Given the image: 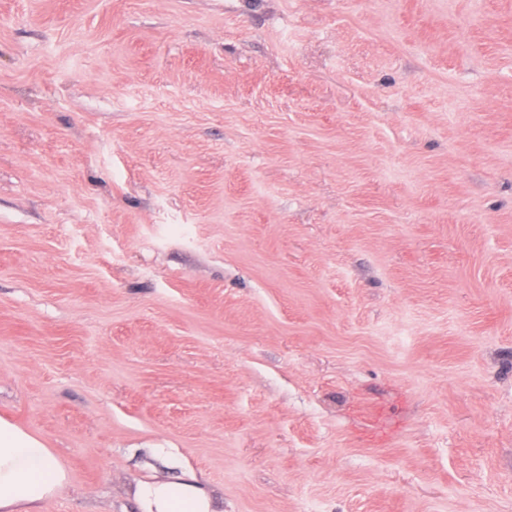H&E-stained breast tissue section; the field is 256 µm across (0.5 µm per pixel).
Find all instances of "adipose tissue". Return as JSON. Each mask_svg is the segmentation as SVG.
Segmentation results:
<instances>
[{
	"instance_id": "adipose-tissue-1",
	"label": "adipose tissue",
	"mask_w": 512,
	"mask_h": 512,
	"mask_svg": "<svg viewBox=\"0 0 512 512\" xmlns=\"http://www.w3.org/2000/svg\"><path fill=\"white\" fill-rule=\"evenodd\" d=\"M66 483V469L38 436L0 418V512H37ZM134 497L140 512H216L211 494L188 474L140 480Z\"/></svg>"
}]
</instances>
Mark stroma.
Masks as SVG:
<instances>
[{"instance_id":"35a3bbf8","label":"stroma","mask_w":512,"mask_h":512,"mask_svg":"<svg viewBox=\"0 0 512 512\" xmlns=\"http://www.w3.org/2000/svg\"><path fill=\"white\" fill-rule=\"evenodd\" d=\"M0 417L138 512H512V0H0ZM139 512H219L211 494L193 475L148 477L134 488Z\"/></svg>"}]
</instances>
